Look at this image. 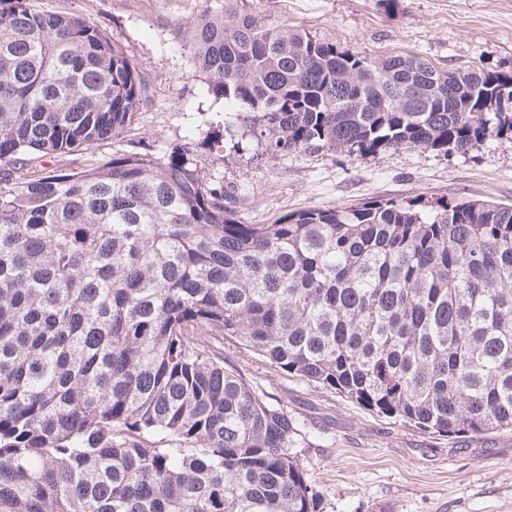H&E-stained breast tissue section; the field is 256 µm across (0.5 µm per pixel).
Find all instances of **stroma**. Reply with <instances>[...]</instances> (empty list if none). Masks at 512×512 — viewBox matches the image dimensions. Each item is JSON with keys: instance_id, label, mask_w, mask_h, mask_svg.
Masks as SVG:
<instances>
[{"instance_id": "1", "label": "stroma", "mask_w": 512, "mask_h": 512, "mask_svg": "<svg viewBox=\"0 0 512 512\" xmlns=\"http://www.w3.org/2000/svg\"><path fill=\"white\" fill-rule=\"evenodd\" d=\"M35 8L93 22L124 48L145 101L120 135L29 168L79 173L142 144L162 154L185 143L205 173L220 177L244 224H272L303 210L351 208L379 199L471 198L512 205V143L467 154L389 151L255 156L229 151V104L207 93V76L174 36L177 26L224 0H33ZM240 12L306 30L374 57L416 54L440 70L512 67V0H237ZM224 366L304 426L300 454L323 512H512V431L443 436L383 416L330 388L275 370L238 340L223 341Z\"/></svg>"}]
</instances>
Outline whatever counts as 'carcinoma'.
Here are the masks:
<instances>
[{
  "label": "carcinoma",
  "mask_w": 512,
  "mask_h": 512,
  "mask_svg": "<svg viewBox=\"0 0 512 512\" xmlns=\"http://www.w3.org/2000/svg\"><path fill=\"white\" fill-rule=\"evenodd\" d=\"M183 41L270 155L465 153L512 140V70H437L232 5ZM144 87L92 22L0 0V505L322 512L309 433L265 364L430 433L512 430V206L375 200L242 224L190 144L14 176L134 122Z\"/></svg>",
  "instance_id": "cac0c4a2"
}]
</instances>
